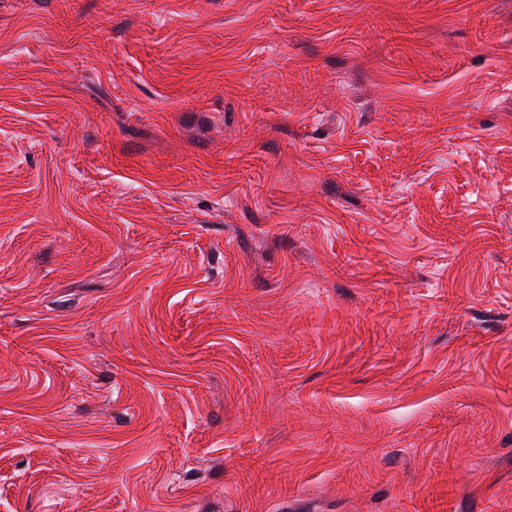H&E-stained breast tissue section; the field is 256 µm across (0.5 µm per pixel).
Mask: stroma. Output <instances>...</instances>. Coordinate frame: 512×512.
Returning <instances> with one entry per match:
<instances>
[{"mask_svg":"<svg viewBox=\"0 0 512 512\" xmlns=\"http://www.w3.org/2000/svg\"><path fill=\"white\" fill-rule=\"evenodd\" d=\"M0 512H512V0H0Z\"/></svg>","mask_w":512,"mask_h":512,"instance_id":"35a3bbf8","label":"stroma"}]
</instances>
